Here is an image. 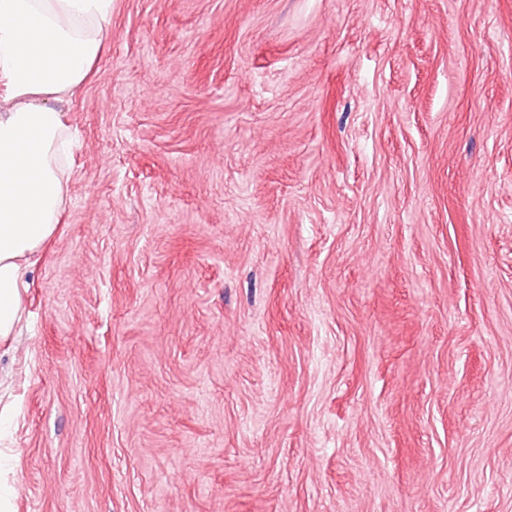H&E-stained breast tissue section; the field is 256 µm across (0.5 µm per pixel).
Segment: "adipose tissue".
I'll return each instance as SVG.
<instances>
[{
	"label": "adipose tissue",
	"mask_w": 512,
	"mask_h": 512,
	"mask_svg": "<svg viewBox=\"0 0 512 512\" xmlns=\"http://www.w3.org/2000/svg\"><path fill=\"white\" fill-rule=\"evenodd\" d=\"M112 0H0V342L14 333L31 256L66 203L64 135L55 103L72 96L100 55Z\"/></svg>",
	"instance_id": "adipose-tissue-1"
}]
</instances>
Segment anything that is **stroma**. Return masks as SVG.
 <instances>
[{"label": "stroma", "mask_w": 512, "mask_h": 512, "mask_svg": "<svg viewBox=\"0 0 512 512\" xmlns=\"http://www.w3.org/2000/svg\"><path fill=\"white\" fill-rule=\"evenodd\" d=\"M58 108L15 512H512V0H112Z\"/></svg>", "instance_id": "35a3bbf8"}]
</instances>
